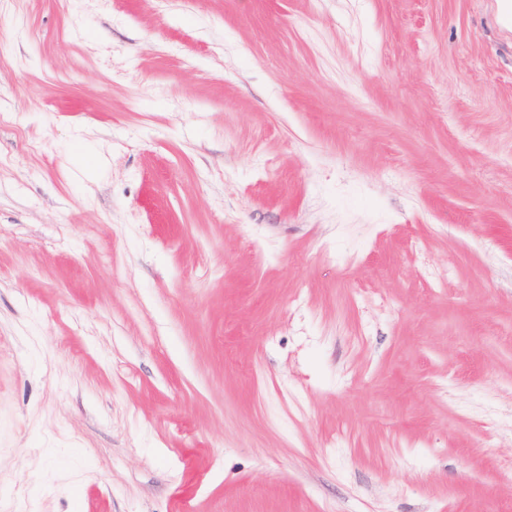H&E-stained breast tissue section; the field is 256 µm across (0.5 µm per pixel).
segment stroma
Wrapping results in <instances>:
<instances>
[{
	"label": "stroma",
	"mask_w": 512,
	"mask_h": 512,
	"mask_svg": "<svg viewBox=\"0 0 512 512\" xmlns=\"http://www.w3.org/2000/svg\"><path fill=\"white\" fill-rule=\"evenodd\" d=\"M512 0H0V512H512Z\"/></svg>",
	"instance_id": "1"
}]
</instances>
